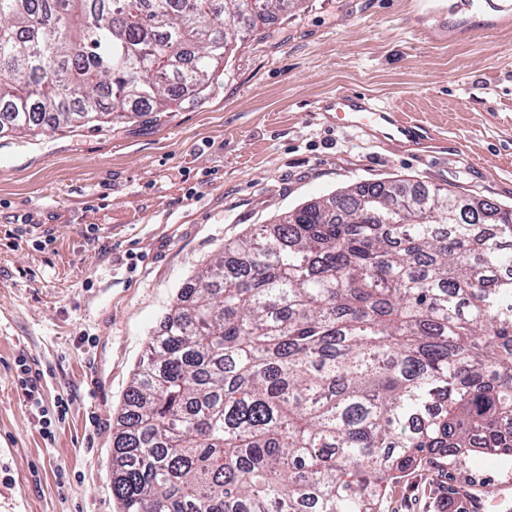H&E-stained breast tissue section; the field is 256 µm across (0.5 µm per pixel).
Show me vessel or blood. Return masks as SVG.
Returning a JSON list of instances; mask_svg holds the SVG:
<instances>
[{
	"mask_svg": "<svg viewBox=\"0 0 512 512\" xmlns=\"http://www.w3.org/2000/svg\"><path fill=\"white\" fill-rule=\"evenodd\" d=\"M335 112L338 124L373 132L395 141L413 139L417 131L414 125L403 122L391 109L378 106L371 98L357 93H337L326 102ZM468 512H486L495 506L498 512H512V496L498 493L494 501H487L481 488L472 487L460 495Z\"/></svg>",
	"mask_w": 512,
	"mask_h": 512,
	"instance_id": "obj_1",
	"label": "vessel or blood"
}]
</instances>
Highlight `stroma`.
<instances>
[{"instance_id":"stroma-1","label":"stroma","mask_w":512,"mask_h":512,"mask_svg":"<svg viewBox=\"0 0 512 512\" xmlns=\"http://www.w3.org/2000/svg\"><path fill=\"white\" fill-rule=\"evenodd\" d=\"M339 91L398 110L422 141L332 124L320 104ZM397 179L512 205V14L303 0L239 43L203 93L99 127L0 135V434L16 449L0 485L29 512H119L117 413L179 290L252 225ZM22 358L43 411L23 400ZM508 480L512 461L431 455L378 512H453L459 483Z\"/></svg>"}]
</instances>
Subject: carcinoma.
I'll return each instance as SVG.
<instances>
[{
    "mask_svg": "<svg viewBox=\"0 0 512 512\" xmlns=\"http://www.w3.org/2000/svg\"><path fill=\"white\" fill-rule=\"evenodd\" d=\"M302 0H0V132L202 93ZM512 206L397 180L256 224L177 298L112 440L121 512H375L428 455L512 458Z\"/></svg>",
    "mask_w": 512,
    "mask_h": 512,
    "instance_id": "obj_1",
    "label": "carcinoma"
}]
</instances>
